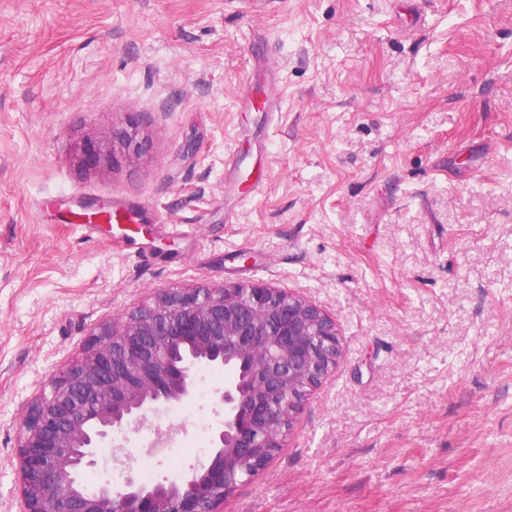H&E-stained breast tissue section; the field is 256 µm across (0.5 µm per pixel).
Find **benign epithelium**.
I'll use <instances>...</instances> for the list:
<instances>
[{
    "label": "benign epithelium",
    "instance_id": "7a95c632",
    "mask_svg": "<svg viewBox=\"0 0 512 512\" xmlns=\"http://www.w3.org/2000/svg\"><path fill=\"white\" fill-rule=\"evenodd\" d=\"M119 141L128 157L142 151L133 126ZM114 158L91 146L84 162ZM341 356L336 319L286 288L156 289L95 327L29 402L16 427L19 512H223L224 498L286 447L303 402ZM203 367L224 370L210 456L177 481L143 483L127 434L167 405L192 403ZM107 448L122 480L89 491L81 476Z\"/></svg>",
    "mask_w": 512,
    "mask_h": 512
}]
</instances>
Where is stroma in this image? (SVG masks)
Wrapping results in <instances>:
<instances>
[{"mask_svg":"<svg viewBox=\"0 0 512 512\" xmlns=\"http://www.w3.org/2000/svg\"><path fill=\"white\" fill-rule=\"evenodd\" d=\"M129 126L139 158L83 166ZM77 196L137 219L86 235ZM234 283L315 300L343 354L224 512H512V0H0V512L96 324ZM219 384L162 413L155 479Z\"/></svg>","mask_w":512,"mask_h":512,"instance_id":"stroma-1","label":"stroma"}]
</instances>
